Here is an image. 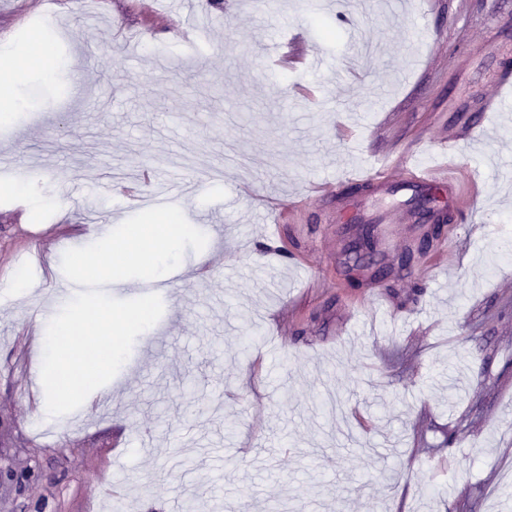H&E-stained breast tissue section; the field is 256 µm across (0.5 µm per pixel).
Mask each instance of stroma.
I'll return each instance as SVG.
<instances>
[{"label": "stroma", "mask_w": 512, "mask_h": 512, "mask_svg": "<svg viewBox=\"0 0 512 512\" xmlns=\"http://www.w3.org/2000/svg\"><path fill=\"white\" fill-rule=\"evenodd\" d=\"M0 0V48L36 53L0 120V512H512V113L454 158L463 213L404 187L345 183L372 153L478 120L512 57V0ZM509 24L495 43L486 26ZM205 55L189 57L185 22ZM139 33L121 40L118 30ZM303 40L322 94L358 115L305 110L300 71L264 61ZM469 47V66L443 61ZM177 113L170 124L165 114ZM196 174L175 204L205 233L129 358L75 411L45 416L32 325L73 284L60 256L133 216L139 170ZM35 170L26 193L8 177ZM407 219L386 224L388 210ZM450 218L425 233L439 212ZM386 227L371 261L350 243ZM57 256L37 294L11 288L31 253ZM235 430L225 435V423Z\"/></svg>", "instance_id": "35a3bbf8"}]
</instances>
